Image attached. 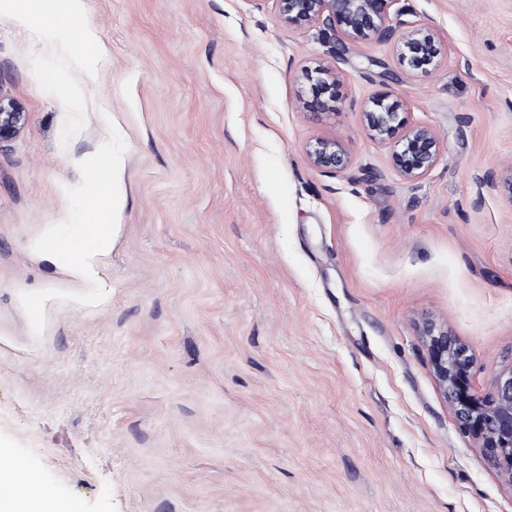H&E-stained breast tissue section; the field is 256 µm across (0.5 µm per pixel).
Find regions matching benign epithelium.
<instances>
[{
	"instance_id": "1",
	"label": "benign epithelium",
	"mask_w": 512,
	"mask_h": 512,
	"mask_svg": "<svg viewBox=\"0 0 512 512\" xmlns=\"http://www.w3.org/2000/svg\"><path fill=\"white\" fill-rule=\"evenodd\" d=\"M399 0H279L280 13L289 24L319 25L331 28L336 21L344 25L337 53L346 54L350 45L367 39L374 33L382 43H391L400 49L402 57L406 51L414 52L409 62L413 66L437 64L442 45L434 34L414 30L406 37H396L397 26L393 23L391 8ZM364 120L373 136L379 141L393 144L396 166L402 178L408 182L426 176L436 165L441 150V141L429 127L417 125L400 131L396 123L395 108L363 113ZM23 113L13 102L0 96V140L14 137L20 130ZM311 163L330 174L338 175L348 166V154L334 140L319 138L308 147ZM423 336L432 351L433 374L445 398L452 406L459 427L472 428V421H482L479 433L484 447L512 463V368L497 375L494 394L480 402L473 395L463 394L459 379L472 368V357L467 347L448 336V332L432 322L425 323Z\"/></svg>"
}]
</instances>
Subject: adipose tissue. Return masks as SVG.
Wrapping results in <instances>:
<instances>
[{
  "mask_svg": "<svg viewBox=\"0 0 512 512\" xmlns=\"http://www.w3.org/2000/svg\"><path fill=\"white\" fill-rule=\"evenodd\" d=\"M77 182H64L66 196H79L83 206L69 212L62 224L43 225L27 250L48 272L67 276L76 287L75 299L98 306L106 286L104 272L112 255V219L125 206L123 162L102 145L96 152L71 159ZM79 502L57 499L33 475L24 458L0 448V512H80Z\"/></svg>",
  "mask_w": 512,
  "mask_h": 512,
  "instance_id": "adipose-tissue-1",
  "label": "adipose tissue"
}]
</instances>
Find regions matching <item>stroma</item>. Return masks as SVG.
<instances>
[{
  "label": "stroma",
  "mask_w": 512,
  "mask_h": 512,
  "mask_svg": "<svg viewBox=\"0 0 512 512\" xmlns=\"http://www.w3.org/2000/svg\"><path fill=\"white\" fill-rule=\"evenodd\" d=\"M400 5L438 66L373 38L336 57L337 31L278 0H86L88 84L80 41L0 18V96L25 114L0 142V448L82 512H512L418 331L469 347L478 398L512 366V197L480 184L512 174V0ZM383 95L441 139L419 181L364 125ZM318 137L343 174L310 164ZM107 141L127 200L85 308L26 245L73 207L70 156ZM82 35L87 49L75 59V64L85 75L87 82L93 83L97 78V64L104 54V48L93 29L84 28ZM311 163L324 172L338 175L348 166V154L336 140L319 138L307 150Z\"/></svg>",
  "instance_id": "35a3bbf8"
}]
</instances>
